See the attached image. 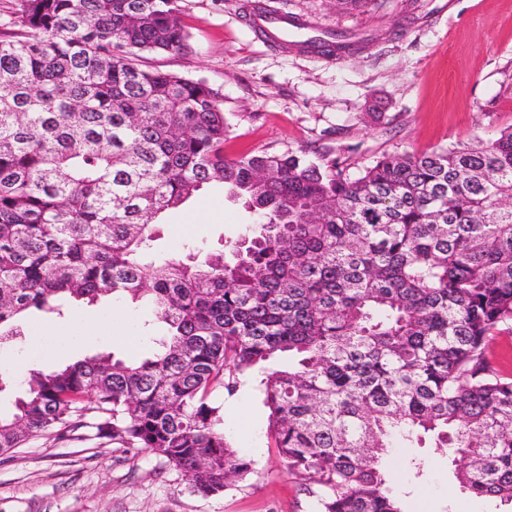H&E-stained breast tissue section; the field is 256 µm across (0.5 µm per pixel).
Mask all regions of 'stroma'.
<instances>
[{
	"mask_svg": "<svg viewBox=\"0 0 512 512\" xmlns=\"http://www.w3.org/2000/svg\"><path fill=\"white\" fill-rule=\"evenodd\" d=\"M186 53L149 55L146 69L203 80L223 102L224 154L330 155L359 175L377 157L429 153L512 127V0H372L345 13L334 0H178ZM305 22L300 38L340 30L363 48L343 59L273 48L250 26L257 8ZM241 202L203 191L168 211L153 259L205 255L251 236ZM151 306L108 301L64 318L32 317L29 336L0 348V366L50 369L97 353L137 359L164 335ZM251 474L223 493L192 494L186 477L147 454L95 440L42 436L0 455V512H311L267 436L268 410L252 384L212 394ZM392 486L409 512H503L460 491L447 454L401 448ZM423 461L421 476L405 469Z\"/></svg>",
	"mask_w": 512,
	"mask_h": 512,
	"instance_id": "35a3bbf8",
	"label": "stroma"
}]
</instances>
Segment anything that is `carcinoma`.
I'll return each mask as SVG.
<instances>
[{
    "mask_svg": "<svg viewBox=\"0 0 512 512\" xmlns=\"http://www.w3.org/2000/svg\"><path fill=\"white\" fill-rule=\"evenodd\" d=\"M177 0H20L0 37V344L30 315L144 298L166 324L140 361L30 370L0 454L82 428L147 452L203 497L253 461L210 399L257 375L268 437L314 512H405L383 458L453 450L460 490L512 506V129L385 154L353 177L294 152L224 157L203 80L146 70L186 52ZM344 57L326 32L301 42ZM222 189L259 234L198 259H149L159 221Z\"/></svg>",
    "mask_w": 512,
    "mask_h": 512,
    "instance_id": "cac0c4a2",
    "label": "carcinoma"
}]
</instances>
